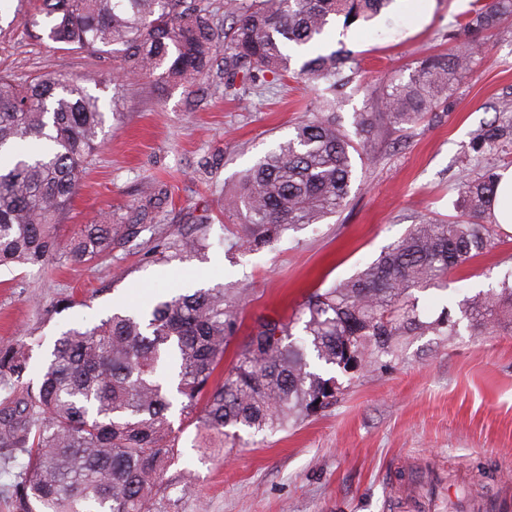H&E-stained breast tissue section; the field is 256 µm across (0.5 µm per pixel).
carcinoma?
I'll return each mask as SVG.
<instances>
[{"mask_svg": "<svg viewBox=\"0 0 512 512\" xmlns=\"http://www.w3.org/2000/svg\"><path fill=\"white\" fill-rule=\"evenodd\" d=\"M56 43L118 62L112 72L181 82L206 76L224 50L251 82L271 73L306 81L317 92L310 115L288 140L243 172L226 210L243 215L232 245L274 247L289 231L321 224L348 205L355 158L378 145L382 124L399 132L426 121L481 57L478 47L512 19V0L474 4L448 48L417 62L408 79L380 86L356 113L359 142L340 128L336 87L358 74L339 49L291 69L289 45H320L333 20L367 22L391 0H224V23L204 0H37ZM478 135L476 148L512 147V103ZM99 97L65 74L20 82L0 71V266L87 263L112 251L110 216L79 224L61 239L59 219L76 196L96 148L107 136ZM498 175L477 165L459 187L455 221L414 224L357 274L310 292L302 335L293 322L261 320L224 357L241 326L233 288L170 293L146 309L118 310L99 323L59 335L32 364L23 343L0 345V456H26L13 485V512H152L165 498V472L180 455L168 414L196 418L209 439L239 432H286L336 400L347 370L386 365L408 336H454L449 313L422 317L413 291L438 287L448 274L498 245L492 203ZM209 246V225L172 231L158 259L189 257ZM478 332L512 322V281L463 303ZM29 375L25 386L10 387Z\"/></svg>", "mask_w": 512, "mask_h": 512, "instance_id": "carcinoma-1", "label": "carcinoma"}]
</instances>
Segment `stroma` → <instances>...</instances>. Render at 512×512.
I'll return each instance as SVG.
<instances>
[{
	"label": "stroma",
	"instance_id": "1",
	"mask_svg": "<svg viewBox=\"0 0 512 512\" xmlns=\"http://www.w3.org/2000/svg\"><path fill=\"white\" fill-rule=\"evenodd\" d=\"M390 5L366 23L335 22L330 48L346 45L362 70L339 93L341 124L363 111L371 85L405 78L416 59L448 45L471 0ZM32 0H0V69L23 81L61 73L83 80L101 104L120 94V116L108 120V142L87 168L60 233L112 211L110 256L91 264L0 267V342L25 340L41 362L61 331L89 327L116 309H136L164 291L227 286L246 305L239 338L258 319L294 318L306 294L363 269L413 224L457 214L458 188L475 164L506 169L507 159L473 148L478 131L512 100V23L498 31L491 61L463 78L446 110L404 141L388 134L363 167L349 206L322 224L289 233L259 252L230 248L238 222L224 200L241 173L285 141L311 108V89L287 77L257 96L241 75L194 84L131 79L113 91L110 57L53 43L25 24ZM167 198H159L160 186ZM158 204L152 229L129 237L144 206ZM204 222L209 248L186 259L155 262L156 245L175 228ZM500 244L449 275L447 287L415 291L430 317L461 316L464 299L498 287L512 274V228ZM72 296L79 304L53 318L44 309ZM336 404L289 432L241 436L232 450L203 444L195 422L171 413L179 457L168 468L159 512H473L496 499L512 512V329L403 340L375 371L337 372Z\"/></svg>",
	"mask_w": 512,
	"mask_h": 512
}]
</instances>
